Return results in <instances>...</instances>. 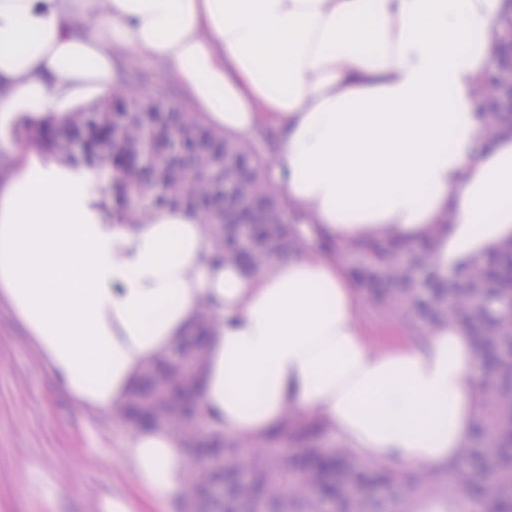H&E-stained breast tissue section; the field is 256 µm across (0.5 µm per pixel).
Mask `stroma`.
<instances>
[{"label": "stroma", "mask_w": 512, "mask_h": 512, "mask_svg": "<svg viewBox=\"0 0 512 512\" xmlns=\"http://www.w3.org/2000/svg\"><path fill=\"white\" fill-rule=\"evenodd\" d=\"M130 434L113 414L75 405L0 305V512H100L115 495L144 501L123 454Z\"/></svg>", "instance_id": "obj_1"}]
</instances>
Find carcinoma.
<instances>
[{
    "label": "carcinoma",
    "instance_id": "carcinoma-1",
    "mask_svg": "<svg viewBox=\"0 0 512 512\" xmlns=\"http://www.w3.org/2000/svg\"><path fill=\"white\" fill-rule=\"evenodd\" d=\"M501 54L500 76L475 89L490 139L512 132V47ZM148 84L138 75L64 115L27 117L25 138L52 161L112 174L111 197L102 208L114 224L183 208L211 226L217 255L248 274L269 272L293 253L332 258L344 263L373 312L408 317L416 335L443 322L461 325L484 359L487 379L478 390L473 437L453 467L452 489L483 499L491 512H512V241L445 276L435 262L434 238L414 245L393 234L368 244L318 234L308 239L283 191L267 180L269 155L276 150L271 131L259 128L255 142L227 136L175 101L170 90ZM171 136L180 138V151L165 152ZM147 148L155 155L144 164ZM226 177L236 180L237 194L215 193ZM214 324L212 303L205 300L191 338L177 343L187 360L184 372L158 383L169 372L161 356L116 410L134 430L165 428L181 438L192 462L185 501L191 512H390L393 502L415 493L448 499L440 494L446 470L391 471L330 443L315 421L290 415L284 429L245 442L228 439L206 413L192 419L188 397ZM286 444L298 452L281 453ZM214 470L224 480L222 505L199 492Z\"/></svg>",
    "mask_w": 512,
    "mask_h": 512
}]
</instances>
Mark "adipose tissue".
I'll return each mask as SVG.
<instances>
[{
    "label": "adipose tissue",
    "instance_id": "obj_1",
    "mask_svg": "<svg viewBox=\"0 0 512 512\" xmlns=\"http://www.w3.org/2000/svg\"><path fill=\"white\" fill-rule=\"evenodd\" d=\"M506 0H0V119L119 84L126 53L224 133L264 124L270 177L303 233L438 241L442 271L512 239V134L484 140L474 90L500 47ZM0 191V300L59 388L120 407L142 370L217 310L198 392L228 438L313 419L360 458L453 466L485 371L464 330L371 346L362 298L335 260L293 255L247 278L183 209L115 224L98 173L18 148ZM451 213L447 231L437 221ZM157 507L186 495L174 434L124 444ZM140 73H146V74L152 75V77L156 81H160V82L167 84L174 91L178 100H184V101L186 100L185 97H181L170 86V84L168 82L166 71L161 66L157 65L156 63H154L148 59L138 58V59L134 60V62L126 68V75H128V76H134V75L140 74Z\"/></svg>",
    "mask_w": 512,
    "mask_h": 512
}]
</instances>
